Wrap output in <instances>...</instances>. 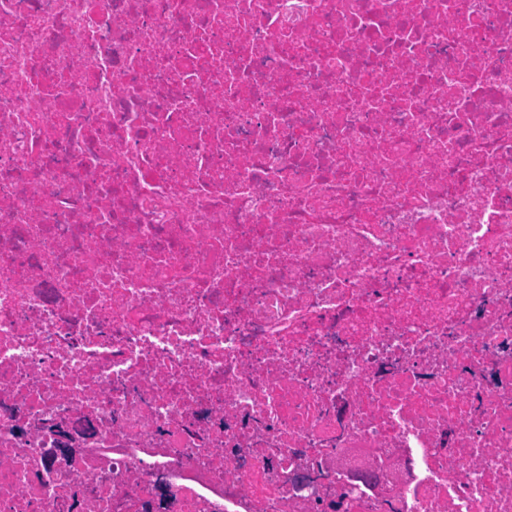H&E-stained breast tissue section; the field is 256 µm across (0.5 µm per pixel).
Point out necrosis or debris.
<instances>
[{
    "label": "necrosis or debris",
    "mask_w": 512,
    "mask_h": 512,
    "mask_svg": "<svg viewBox=\"0 0 512 512\" xmlns=\"http://www.w3.org/2000/svg\"><path fill=\"white\" fill-rule=\"evenodd\" d=\"M0 512H512V0H0Z\"/></svg>",
    "instance_id": "obj_1"
}]
</instances>
